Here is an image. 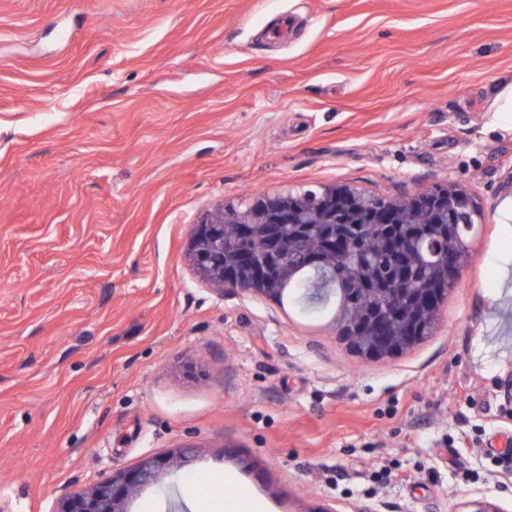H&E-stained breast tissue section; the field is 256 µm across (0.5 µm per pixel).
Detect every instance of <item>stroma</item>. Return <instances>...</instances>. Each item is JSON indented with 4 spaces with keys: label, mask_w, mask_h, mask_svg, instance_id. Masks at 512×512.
<instances>
[{
    "label": "stroma",
    "mask_w": 512,
    "mask_h": 512,
    "mask_svg": "<svg viewBox=\"0 0 512 512\" xmlns=\"http://www.w3.org/2000/svg\"><path fill=\"white\" fill-rule=\"evenodd\" d=\"M512 0H0V512L167 463L129 512H512ZM466 189L426 341L213 292L205 211ZM196 455L181 463L179 450Z\"/></svg>",
    "instance_id": "35a3bbf8"
}]
</instances>
